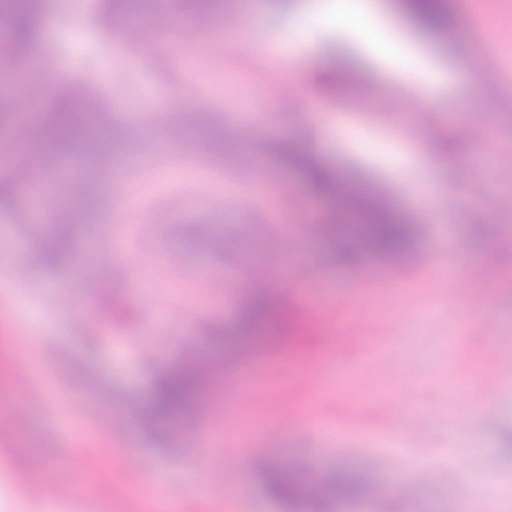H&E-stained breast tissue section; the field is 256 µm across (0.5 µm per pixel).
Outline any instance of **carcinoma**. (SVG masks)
Returning a JSON list of instances; mask_svg holds the SVG:
<instances>
[{
	"label": "carcinoma",
	"mask_w": 512,
	"mask_h": 512,
	"mask_svg": "<svg viewBox=\"0 0 512 512\" xmlns=\"http://www.w3.org/2000/svg\"><path fill=\"white\" fill-rule=\"evenodd\" d=\"M100 22L108 24L115 16L140 14L154 8V0H97ZM180 13L192 16L211 12L219 0H179ZM446 0H401L403 9L421 26L438 24ZM45 0H0V13L10 21V50L25 55L39 37ZM52 104L35 125L39 142L37 165L31 172L38 173L47 163L69 154L82 160L86 168L99 163L96 145L100 141L104 113L93 112L88 101L100 105L92 93H76L72 82L62 80L48 90ZM293 164L302 172L311 174L315 191L325 200L339 203L336 223L323 239L328 248L343 263H352L364 257L386 258L405 250L413 237L414 228L405 223L394 208L383 204L367 192H357L340 179L336 172L320 165L308 156H296ZM18 195V180L0 177V211L14 208ZM97 194L94 186H87L76 201L77 223H59L49 234L40 236L42 250L39 259L56 268L70 266L77 235L82 224H93L97 219ZM273 301L265 294L250 298L241 308L233 329L240 340L247 339L258 329L276 327L288 332V314L274 315ZM210 389V380L199 362L187 357L160 372L144 413L150 423L175 425L190 418L188 410L204 399ZM269 493L291 506L305 504L316 512H334L340 503L362 495L366 486L353 472L339 471L324 475L316 470L305 479L288 464L269 469L264 477Z\"/></svg>",
	"instance_id": "1"
}]
</instances>
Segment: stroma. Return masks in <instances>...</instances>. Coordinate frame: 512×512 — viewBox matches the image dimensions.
<instances>
[{
  "label": "stroma",
  "instance_id": "obj_1",
  "mask_svg": "<svg viewBox=\"0 0 512 512\" xmlns=\"http://www.w3.org/2000/svg\"><path fill=\"white\" fill-rule=\"evenodd\" d=\"M377 2L369 24L406 58L400 78L358 33L317 29L326 0H242L235 19H196L188 47L170 39L172 13L156 9L143 18L151 42L124 58L110 50L122 31L99 28L96 0H46L30 52L36 100L75 77L103 102L108 127L147 150L97 176L99 220L81 237L108 253L94 285L110 304L99 312L71 273L82 251L68 270L38 261L34 229L55 219L63 188H24L17 209L0 212V262L25 277L0 288V512H158L163 499L176 512H287L264 491L258 464L269 458L360 473L370 495L338 512H460L488 482L506 490L494 512L512 507V251L495 249L512 237V209L496 205L512 199V92L474 85L467 60L493 51L501 83L512 85V43L492 39L512 25V0H493L485 22L456 32L420 26L397 0ZM253 30L270 58L263 68L242 42ZM280 83L318 88L322 161L416 224V264L322 262L302 174L286 165L277 182L238 166L257 143L308 147L314 133L304 113L278 104ZM368 86L400 101L433 87L434 141L406 113L357 106ZM436 147L445 158L426 166ZM434 190L454 196L457 210L413 203ZM147 211L163 223H142ZM255 249L277 276L280 306L306 291L334 310L356 303L358 324L337 338L314 324L286 350L263 329L242 344L228 335L225 351L254 361L233 359L225 375L246 370L260 389L147 432L139 409L154 378L211 326L233 328L252 293ZM476 264L479 278L458 287ZM35 316L43 332L31 331ZM321 355L339 358V375L301 385L304 362ZM113 413L126 418L123 434L100 423ZM236 438L244 452L225 458ZM34 458L45 464L35 479ZM412 465L421 473L409 480Z\"/></svg>",
  "mask_w": 512,
  "mask_h": 512
}]
</instances>
